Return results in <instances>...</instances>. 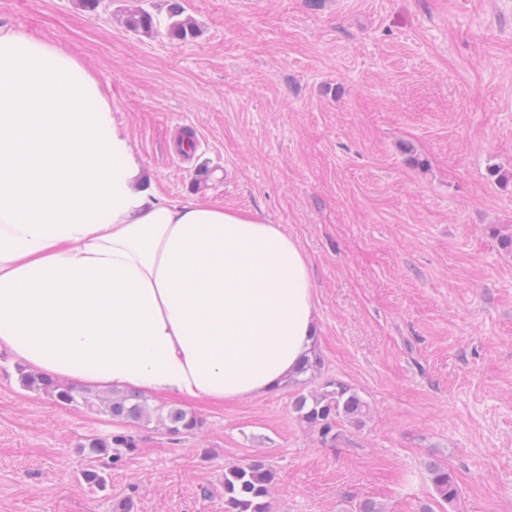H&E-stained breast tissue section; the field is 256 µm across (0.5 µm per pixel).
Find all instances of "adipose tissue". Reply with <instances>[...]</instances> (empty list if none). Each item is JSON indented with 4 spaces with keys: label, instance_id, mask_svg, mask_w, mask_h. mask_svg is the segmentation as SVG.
<instances>
[{
    "label": "adipose tissue",
    "instance_id": "obj_1",
    "mask_svg": "<svg viewBox=\"0 0 512 512\" xmlns=\"http://www.w3.org/2000/svg\"><path fill=\"white\" fill-rule=\"evenodd\" d=\"M69 48L0 28V348L104 391L216 403L277 391L318 336L281 225L167 199Z\"/></svg>",
    "mask_w": 512,
    "mask_h": 512
}]
</instances>
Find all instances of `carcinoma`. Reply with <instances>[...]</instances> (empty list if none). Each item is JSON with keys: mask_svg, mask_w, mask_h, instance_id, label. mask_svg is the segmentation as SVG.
I'll use <instances>...</instances> for the list:
<instances>
[{"mask_svg": "<svg viewBox=\"0 0 512 512\" xmlns=\"http://www.w3.org/2000/svg\"><path fill=\"white\" fill-rule=\"evenodd\" d=\"M168 35L176 40H188L197 32L195 20L184 14L179 0L168 4ZM126 25L143 33H151L156 28L154 15L138 6L127 15ZM324 366L322 356L315 352L300 370L303 379L298 385L314 381ZM22 387L44 393L57 403L68 407H89L93 402L89 393L82 387L63 383L57 379L44 377L25 369H18ZM298 419L318 434L324 443L336 439V425L341 421L358 422L367 411L366 402L349 386L334 381H326L319 388L299 394L293 402ZM102 410L113 420L148 425L157 422L172 436L191 434L201 426L202 421L192 411L181 407H159L134 391H114L112 396L102 401ZM138 447L137 439L129 434H114L110 437H93L80 448L82 454L90 458H107L114 468L122 466L128 455ZM430 479L439 501L453 507L459 500L458 484L448 468L436 464L429 467ZM275 473L266 463L251 461L234 465L224 471V507L226 512H269L268 497ZM86 486L103 491L108 484L107 473L88 468L81 474Z\"/></svg>", "mask_w": 512, "mask_h": 512, "instance_id": "carcinoma-1", "label": "carcinoma"}]
</instances>
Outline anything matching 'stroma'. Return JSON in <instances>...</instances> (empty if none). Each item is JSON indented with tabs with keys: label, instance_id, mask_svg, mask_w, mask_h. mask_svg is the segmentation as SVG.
I'll return each instance as SVG.
<instances>
[{
	"label": "stroma",
	"instance_id": "1",
	"mask_svg": "<svg viewBox=\"0 0 512 512\" xmlns=\"http://www.w3.org/2000/svg\"><path fill=\"white\" fill-rule=\"evenodd\" d=\"M133 3L0 0V27L81 55L168 198L299 242L324 376L367 415L321 443L286 384L187 402L202 425L170 436L24 389L0 350V512H224L225 468L252 460L275 473L269 512H512V0H182L186 41L166 0H144L156 32L130 30ZM112 434L138 448L91 491L106 462L79 448ZM170 2L168 4V35L182 41L194 38L197 32L195 20L189 15L184 16L185 11L178 0ZM429 472L439 501L455 506L459 500V487L452 473L448 468L436 464L430 465Z\"/></svg>",
	"mask_w": 512,
	"mask_h": 512
}]
</instances>
